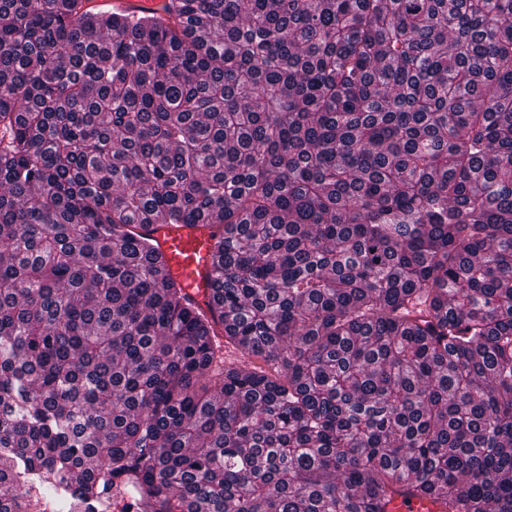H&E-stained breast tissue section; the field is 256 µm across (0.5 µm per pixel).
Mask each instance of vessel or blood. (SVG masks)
I'll use <instances>...</instances> for the list:
<instances>
[{"mask_svg": "<svg viewBox=\"0 0 512 512\" xmlns=\"http://www.w3.org/2000/svg\"><path fill=\"white\" fill-rule=\"evenodd\" d=\"M92 6L138 12L157 9V0H91ZM139 231L156 243L163 267L181 283L191 304L206 309L215 278V227L211 224H143ZM388 512H444L441 503L395 496Z\"/></svg>", "mask_w": 512, "mask_h": 512, "instance_id": "1", "label": "vessel or blood"}]
</instances>
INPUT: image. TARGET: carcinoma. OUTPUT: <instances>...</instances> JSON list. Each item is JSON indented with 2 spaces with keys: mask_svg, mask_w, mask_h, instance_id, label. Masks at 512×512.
Masks as SVG:
<instances>
[{
  "mask_svg": "<svg viewBox=\"0 0 512 512\" xmlns=\"http://www.w3.org/2000/svg\"><path fill=\"white\" fill-rule=\"evenodd\" d=\"M86 2L0 0V512H512V0ZM163 1H154V0H91V2H87L86 6H95V7H112L115 10H125L129 12H138L143 9H157ZM218 224H139L156 242L159 259L181 283L191 304L205 312L215 278V226ZM17 481L24 484L27 493L24 494V500L27 504L26 508L21 512H55L57 511L50 501L41 496L34 486L31 476L25 472H21ZM445 508L440 502H432L426 499L395 495L388 505V512H443Z\"/></svg>",
  "mask_w": 512,
  "mask_h": 512,
  "instance_id": "carcinoma-1",
  "label": "carcinoma"
}]
</instances>
